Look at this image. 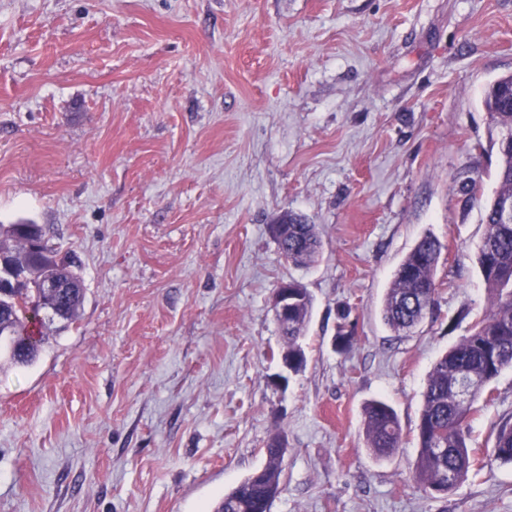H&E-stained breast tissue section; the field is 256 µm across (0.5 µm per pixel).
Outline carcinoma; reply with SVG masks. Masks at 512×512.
Here are the masks:
<instances>
[{"label":"carcinoma","mask_w":512,"mask_h":512,"mask_svg":"<svg viewBox=\"0 0 512 512\" xmlns=\"http://www.w3.org/2000/svg\"><path fill=\"white\" fill-rule=\"evenodd\" d=\"M512 73L497 78L483 99L488 125L497 131L499 165L498 189L483 204L485 234L477 247V262L488 307L471 326L470 333L442 355L433 365L422 394L423 405L417 426L418 456L415 481L431 494L442 495L455 489L474 465L468 446L469 421L474 404L500 373L512 367V220H503L498 210L501 198L512 197ZM288 222V241L280 245L285 259L302 265L313 260L320 247L315 225L295 214L277 222ZM442 244L423 236L396 270L383 307L389 327L406 331L433 313L440 282L437 268ZM0 260L15 283L0 298V338L9 349L10 362L28 366L38 356L46 340L44 329L56 319L73 323L85 299L81 278L72 269L73 261L61 257L36 224L0 225ZM53 279L69 285L66 312L58 314L50 300L38 301L40 283ZM312 298L302 290L297 306L295 328L284 335L288 354H304L300 338L311 315ZM477 382L470 399H459L463 379ZM363 425L368 450L377 458L395 454L403 442L400 419L391 405L371 400L363 408ZM437 448L446 452L438 454ZM265 463L224 494L216 512H264L279 492L284 456L266 444ZM492 456L512 462V417L502 419L493 439Z\"/></svg>","instance_id":"obj_1"}]
</instances>
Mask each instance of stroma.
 <instances>
[{
  "label": "stroma",
  "instance_id": "obj_1",
  "mask_svg": "<svg viewBox=\"0 0 512 512\" xmlns=\"http://www.w3.org/2000/svg\"><path fill=\"white\" fill-rule=\"evenodd\" d=\"M510 72L512 0H0V224L41 225L86 287L33 364L0 361V512H214L275 433L271 512H512V368L474 405L479 465L413 480L428 374L487 304L461 187L496 188L482 101ZM287 211L309 266L269 232ZM427 233L438 304L397 333L383 297ZM285 280L313 309L281 385ZM374 399L404 430L381 461ZM288 220V241L280 244L279 249L288 261L294 265H302L311 262L318 252L320 242L318 240L315 224H309L307 220L300 215L285 214L277 219L275 224H280ZM275 224H271V233L275 236ZM363 416L368 450L377 458L395 454L403 442V429L393 407L383 400H371L365 404ZM492 448V456L496 460L512 462V417L499 422Z\"/></svg>",
  "mask_w": 512,
  "mask_h": 512
}]
</instances>
